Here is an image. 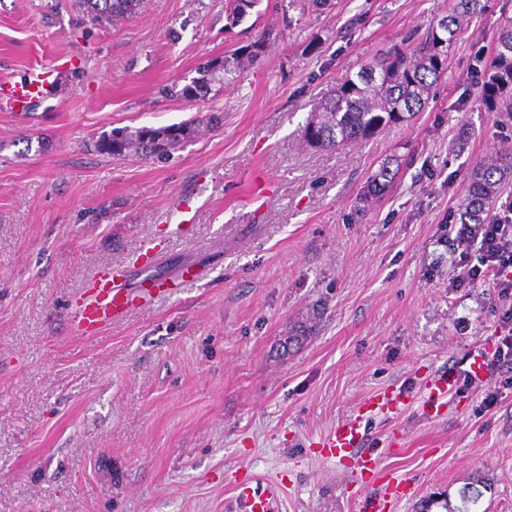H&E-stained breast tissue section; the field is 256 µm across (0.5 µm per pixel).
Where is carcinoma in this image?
Returning a JSON list of instances; mask_svg holds the SVG:
<instances>
[{
	"label": "carcinoma",
	"instance_id": "cac0c4a2",
	"mask_svg": "<svg viewBox=\"0 0 512 512\" xmlns=\"http://www.w3.org/2000/svg\"><path fill=\"white\" fill-rule=\"evenodd\" d=\"M487 0H453L448 15L432 25L412 46L395 45L377 58L346 71L331 93L310 112L302 130L306 146L315 149H339L366 143L391 126L402 125L428 107L434 87L445 75L448 48L456 39L460 20L481 13ZM87 12L97 18L128 17L137 13L143 0H83ZM260 45L249 54L235 51L211 60L198 70L199 77L181 90L168 88L171 94L195 100L209 99L213 87L237 79L259 57ZM512 92V29L502 31L490 64V73L481 82V96L491 111ZM218 120L215 114L157 129L114 131L96 141L98 150L115 159H166L189 142L203 122ZM401 162L389 159L356 200L355 211L364 213L370 204L382 198L392 187ZM512 178V156H492L477 164L468 175L464 197L451 216L455 224H483L491 217L502 186ZM486 486L477 475L458 491L455 504H446L447 512H479L481 488Z\"/></svg>",
	"mask_w": 512,
	"mask_h": 512
}]
</instances>
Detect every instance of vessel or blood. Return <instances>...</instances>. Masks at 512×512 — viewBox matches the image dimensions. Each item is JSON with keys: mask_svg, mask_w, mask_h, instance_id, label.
Returning a JSON list of instances; mask_svg holds the SVG:
<instances>
[{"mask_svg": "<svg viewBox=\"0 0 512 512\" xmlns=\"http://www.w3.org/2000/svg\"><path fill=\"white\" fill-rule=\"evenodd\" d=\"M60 66L31 69L18 81H0V104L10 111L26 113L45 100L59 79ZM203 274L195 266H183L176 275L148 276L138 287H129L126 276L112 268L99 270L87 295L72 311V320L84 332H95L131 312L170 299L182 289L200 282ZM402 401L398 390L379 393L360 405L334 429L324 434L317 443L316 453L325 459L347 460L356 479L368 480L378 472V461L367 451L365 418L372 413H388ZM410 492L407 483L392 478L383 485L378 497L370 504L371 512H389L391 505ZM279 496L277 487L258 490L241 483L235 488V499L240 512H272Z\"/></svg>", "mask_w": 512, "mask_h": 512, "instance_id": "b4317fda", "label": "vessel or blood"}]
</instances>
